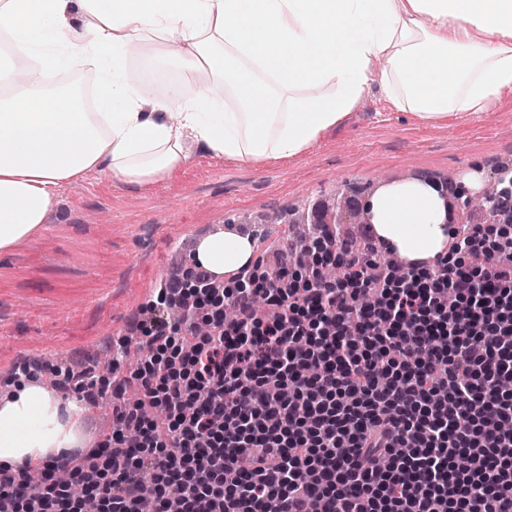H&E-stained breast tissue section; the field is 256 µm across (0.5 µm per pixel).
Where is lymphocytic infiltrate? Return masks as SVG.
<instances>
[{
    "mask_svg": "<svg viewBox=\"0 0 512 512\" xmlns=\"http://www.w3.org/2000/svg\"><path fill=\"white\" fill-rule=\"evenodd\" d=\"M449 235L448 255L400 276L322 233L262 290L242 269L217 307L166 284L159 304L183 317L144 328L129 381L56 375L89 403L111 395V432L44 466L0 465V512H144L150 492L157 512H512V391L498 387L512 379V232Z\"/></svg>",
    "mask_w": 512,
    "mask_h": 512,
    "instance_id": "1",
    "label": "lymphocytic infiltrate"
}]
</instances>
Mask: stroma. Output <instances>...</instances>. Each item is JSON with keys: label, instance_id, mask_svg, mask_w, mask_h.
<instances>
[{"label": "stroma", "instance_id": "obj_1", "mask_svg": "<svg viewBox=\"0 0 512 512\" xmlns=\"http://www.w3.org/2000/svg\"><path fill=\"white\" fill-rule=\"evenodd\" d=\"M187 151L175 176L138 191L99 172L61 184L43 231L0 253V400L21 352L78 373L112 354L113 337L138 351L159 288L194 267L186 244L208 229L237 224L272 267L287 259L285 227L262 214L299 209L320 228L337 192L356 205L383 180L453 186L470 170L487 179L512 168V92L495 111L429 124L375 88L307 153L259 168Z\"/></svg>", "mask_w": 512, "mask_h": 512}]
</instances>
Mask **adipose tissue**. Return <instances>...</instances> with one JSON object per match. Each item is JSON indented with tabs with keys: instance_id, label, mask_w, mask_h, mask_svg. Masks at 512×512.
<instances>
[{
	"instance_id": "ef3b65f1",
	"label": "adipose tissue",
	"mask_w": 512,
	"mask_h": 512,
	"mask_svg": "<svg viewBox=\"0 0 512 512\" xmlns=\"http://www.w3.org/2000/svg\"><path fill=\"white\" fill-rule=\"evenodd\" d=\"M15 51L0 54V252L42 231L56 188L96 170L132 190L172 176L187 143L260 166L306 153L372 87L441 123L493 111L512 90V0H0ZM168 61L164 92L132 55ZM93 70L94 106L50 76ZM376 235L408 261L444 254L431 183L371 198ZM254 245L227 231L197 261L227 276ZM78 398L26 382L0 402V464L78 446Z\"/></svg>"
}]
</instances>
